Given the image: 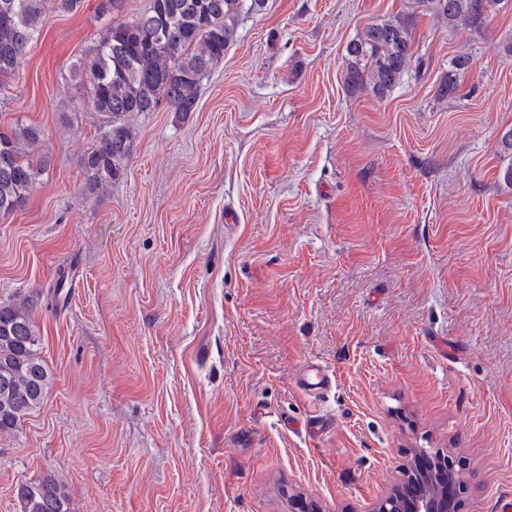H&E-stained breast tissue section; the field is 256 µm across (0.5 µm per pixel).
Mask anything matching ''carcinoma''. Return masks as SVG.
<instances>
[{"mask_svg":"<svg viewBox=\"0 0 512 512\" xmlns=\"http://www.w3.org/2000/svg\"><path fill=\"white\" fill-rule=\"evenodd\" d=\"M265 0H150L130 20L114 19L99 31L72 74L88 87L87 103L105 116L95 145L81 160L87 190L103 191L124 177L135 149L127 121L134 113L195 109L201 82L224 59L243 10ZM439 22L454 31L483 24L488 8L503 0H425ZM45 0H0V78L20 69L37 40ZM410 20L399 14L365 27L347 47L344 84L384 96L414 62ZM39 126L22 121L0 131V216L22 208L48 163L34 164ZM51 373L40 351L32 308L0 303V432L15 430L47 400ZM20 512H70L63 483L45 475L20 484Z\"/></svg>","mask_w":512,"mask_h":512,"instance_id":"1","label":"carcinoma"}]
</instances>
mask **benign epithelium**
Listing matches in <instances>:
<instances>
[{"instance_id": "obj_1", "label": "benign epithelium", "mask_w": 512, "mask_h": 512, "mask_svg": "<svg viewBox=\"0 0 512 512\" xmlns=\"http://www.w3.org/2000/svg\"><path fill=\"white\" fill-rule=\"evenodd\" d=\"M463 460L438 457L427 468L412 469L425 478L412 479L405 486H394L372 503L368 512H451L456 490L463 488L460 479Z\"/></svg>"}]
</instances>
